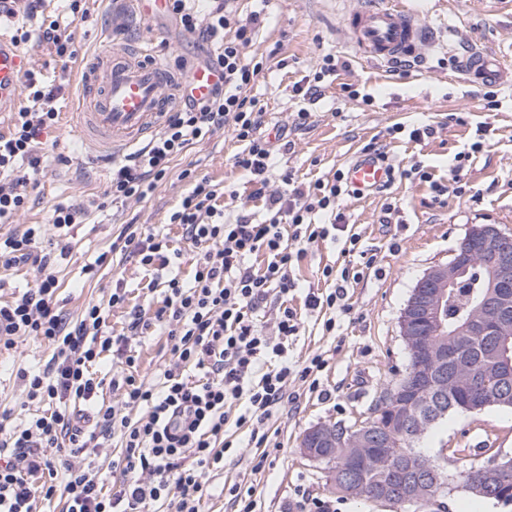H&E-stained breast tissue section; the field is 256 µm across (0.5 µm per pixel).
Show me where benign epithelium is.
Returning a JSON list of instances; mask_svg holds the SVG:
<instances>
[{"label": "benign epithelium", "mask_w": 512, "mask_h": 512, "mask_svg": "<svg viewBox=\"0 0 512 512\" xmlns=\"http://www.w3.org/2000/svg\"><path fill=\"white\" fill-rule=\"evenodd\" d=\"M481 259L489 277L490 291L483 298L479 311L460 331L462 336L489 335L505 339L502 345L507 367L499 376V386L507 389L512 383V357L508 343L512 342V235L498 229L495 224H478L471 227L446 263L428 269L417 281L400 316V333L413 348L415 366L412 374L389 391L386 410L392 412L384 419L383 412L372 415L371 422L339 432L330 425H317L307 432L303 454L320 462L327 456L316 452V447L349 448L336 459L333 473L336 484L344 487L349 482H359L371 462L363 449L382 443L390 446L399 436H417L423 427L439 413L438 405L448 395V373L436 376L439 367L448 368L455 360L458 345L455 342L438 344L433 337L440 334L445 321L444 301L448 289L456 286L473 265L472 258ZM475 379L466 372L454 378V391L463 399L462 409L477 411L481 402L473 399ZM381 465L396 471L400 479L388 484L378 498L382 503L392 499L399 505H411L419 512L437 505L440 492L438 480H429L433 464L414 454H406L393 461L384 459ZM512 479L503 458L495 456L483 469L481 479H468L465 488L479 495L492 494Z\"/></svg>", "instance_id": "7a95c632"}]
</instances>
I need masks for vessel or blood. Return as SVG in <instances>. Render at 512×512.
<instances>
[{"instance_id": "vessel-or-blood-1", "label": "vessel or blood", "mask_w": 512, "mask_h": 512, "mask_svg": "<svg viewBox=\"0 0 512 512\" xmlns=\"http://www.w3.org/2000/svg\"><path fill=\"white\" fill-rule=\"evenodd\" d=\"M129 8L148 23H169V0H127ZM351 48L379 65L425 57L435 42L424 31L416 13L403 0H365L347 20ZM24 65L13 43L0 35V112L13 108ZM223 79L221 70L201 60L183 69L167 63L157 36L145 47L108 43L88 64L80 104L72 124L83 141L102 157L114 159L138 146L170 113L191 99L209 96ZM512 71L501 60L475 51L465 72L468 83L502 82ZM351 191L364 196L382 190L392 180L389 167L372 153H363L346 167Z\"/></svg>"}]
</instances>
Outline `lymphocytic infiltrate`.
I'll return each mask as SVG.
<instances>
[{
  "label": "lymphocytic infiltrate",
  "instance_id": "f902f5d3",
  "mask_svg": "<svg viewBox=\"0 0 512 512\" xmlns=\"http://www.w3.org/2000/svg\"><path fill=\"white\" fill-rule=\"evenodd\" d=\"M44 0H14L20 19L15 46H28L33 37L51 43L61 60L76 50L71 33L50 20L39 35H32L27 18L37 15ZM172 13L182 29L198 36L210 49L224 81L211 95L169 115L145 146L116 160L106 194L113 202L140 200L166 177L176 157L192 141L231 127L245 142L234 164L245 172L261 197L265 213L255 217L240 209L226 217L219 200L223 188L186 169L180 174L189 186L170 223L200 247L201 257L191 281L172 275L164 282L162 307L154 315L133 307L127 331L118 336L103 333L106 316L97 304L84 307L77 320H69L55 302L56 268L72 250L70 230L83 223L85 209L57 203L48 225L28 224L0 236V267H35L40 277L33 288L0 304V344L12 348L16 339L33 338L53 345L54 353L39 371L19 370L28 402L53 404L52 412L36 414L24 425H0V512H35L37 500H65V512H144L156 505L164 512H201L207 494L205 476L235 452L224 433L228 427L248 428L256 445L267 440L266 421L284 407L288 384L308 381L324 361L313 356L305 366L285 361L286 342L298 335L302 319L288 298L296 290L294 270L303 256L301 243L342 240L343 251L359 250L358 234L349 232L338 207L349 188L343 171L330 181L304 185L291 172L275 173L270 145L258 137L265 112L248 87L263 71L262 62L246 59V49L262 26V11L239 12L237 0H212L200 10L196 0H173ZM27 98L15 112L9 134H0V224L15 223L28 206L30 189L42 171L41 136L58 118L59 86L47 83L42 73L24 74ZM54 235H47V228ZM122 249L142 265L166 268L171 259L167 239L155 234L125 231ZM263 255L254 265V255ZM329 282L325 293H308L307 310H329L326 330L336 327L335 313L347 312L351 281L360 277L353 266H324ZM279 306L273 334L257 326V312L269 295ZM163 326L172 344L177 368L165 370L158 385L124 378V403L145 408L144 417L132 421L114 408L96 412L92 431L73 422L70 403L93 402L101 384L90 368L104 352L124 357L130 337L148 335ZM282 360L280 366L261 371L263 360ZM200 370L197 380L182 371ZM243 401L236 416L229 403ZM118 439L120 450L112 456V471L119 474V490L107 494L89 471L76 467L75 457L88 448H101ZM55 449L47 459L46 449Z\"/></svg>",
  "mask_w": 512,
  "mask_h": 512
}]
</instances>
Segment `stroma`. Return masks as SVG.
<instances>
[{
  "instance_id": "1",
  "label": "stroma",
  "mask_w": 512,
  "mask_h": 512,
  "mask_svg": "<svg viewBox=\"0 0 512 512\" xmlns=\"http://www.w3.org/2000/svg\"><path fill=\"white\" fill-rule=\"evenodd\" d=\"M409 2L420 11L421 23L437 44L424 64L403 71L375 67L348 47L345 17L359 8L361 0H239L242 12L260 8L267 16L251 53L266 57L269 68L251 94L265 110L263 133L285 130L292 143L288 149L279 142L274 145L279 170L291 171L308 184L329 180L336 170L345 168L348 159L376 141L387 145L394 165L418 164L444 180L455 153L472 140L476 126H486L488 136L460 174L463 193L448 192L442 202H433L428 183L417 180L395 181L368 198H341L345 222L374 255V266L350 287L351 311L338 317L335 333L325 332L321 321L309 315L300 335L289 339L288 356L297 364L315 355L324 359L317 375L319 385L311 390L297 381L290 384V392L299 398L298 408L276 412L267 421L270 453L261 471L253 469L259 450L250 442L248 430L235 432L238 446L232 460L207 477L205 512H230L224 489L235 483L253 489L257 512H304L312 498L325 501L331 512H394L384 504L329 493L323 465L302 454L301 438L316 425L363 419L395 382L408 363L399 318L410 292L426 270L448 262L471 225L494 224L512 234V82L495 85L499 105L490 110L483 100L484 85L461 83L459 70L447 61L461 49L477 47L504 56L512 65V0ZM87 8L85 20L75 21L65 0L44 2L45 14L67 25L77 51L74 58L60 61L43 42L22 52L25 69L39 71L50 80L65 77L67 86L56 103L58 123L46 138L37 200L17 217L20 225L47 223L55 203L75 204L103 196L107 189L111 164L103 162L95 148L68 126V114L80 97V70L104 48L106 39H137L146 28L139 17L119 13L112 0H88ZM328 52L343 56L349 67L324 78L323 95L311 108L308 126L292 130V114L301 106L292 87L313 77ZM346 84L354 85L361 95L370 94L372 103L348 99L342 90ZM397 123L429 124L436 133L419 143L405 137L393 141L387 130ZM243 148L231 128L217 130L190 144L151 196L124 204L105 203L85 223L74 225L70 231L73 255L57 270L56 296L69 319H77L87 303L104 305L105 332L115 336L125 332L133 307L150 313L161 307L162 288L148 286L156 276L155 268L112 248L127 225L167 238L171 248L180 252L169 273L192 278L198 250L183 239L180 226L169 221L188 189L180 178L182 170H194L223 187L226 211L244 207L261 212L262 200L253 197V185L234 165ZM95 261L101 264L99 273L87 279L82 268ZM343 262L334 244L306 245L296 269L300 288L293 307H303L308 290L325 289L320 276L324 266ZM118 285L125 288L126 301L109 306ZM129 346L146 383H157L174 366L164 332L133 339ZM52 354V347L28 338L17 339L12 349L0 350V411H7V424H22L37 412L36 406L25 402L18 370L39 368ZM91 371L102 381L98 404L127 410L134 420L142 417L141 409H125L120 392L112 388L113 378L121 376L123 368L111 353H103ZM417 446L454 479L490 455L512 457V408L448 415L429 427Z\"/></svg>"
}]
</instances>
